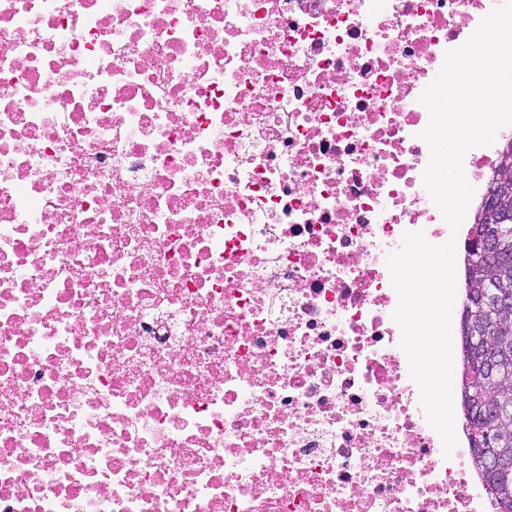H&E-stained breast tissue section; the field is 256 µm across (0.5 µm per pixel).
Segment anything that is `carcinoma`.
<instances>
[{"instance_id": "cac0c4a2", "label": "carcinoma", "mask_w": 512, "mask_h": 512, "mask_svg": "<svg viewBox=\"0 0 512 512\" xmlns=\"http://www.w3.org/2000/svg\"><path fill=\"white\" fill-rule=\"evenodd\" d=\"M465 255L464 299L460 330L461 363L458 377L462 407L471 435L472 448H477V439H484L489 435H498L512 444V420L498 424L486 423L472 401L474 396L481 401L492 396L512 397V379L488 380L481 371L480 363L487 353H495L503 348L512 351V325H497L498 314L490 310L488 304H483L481 310L475 305V297L491 287L494 281L499 286L512 290V256L504 260L494 258L480 262L468 244L465 245ZM471 310L479 311V320L474 327L467 319V313ZM487 327L493 329V334L490 335L486 348L483 350L472 348L468 336L483 331ZM476 470L482 475L483 490L496 506V512H512V473L496 475L499 484L492 491L488 488L489 476L484 469L478 466Z\"/></svg>"}]
</instances>
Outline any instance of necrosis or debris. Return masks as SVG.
I'll list each match as a JSON object with an SVG mask.
<instances>
[{
  "mask_svg": "<svg viewBox=\"0 0 512 512\" xmlns=\"http://www.w3.org/2000/svg\"><path fill=\"white\" fill-rule=\"evenodd\" d=\"M489 11L0 0V512H489L386 265Z\"/></svg>",
  "mask_w": 512,
  "mask_h": 512,
  "instance_id": "1",
  "label": "necrosis or debris"
}]
</instances>
